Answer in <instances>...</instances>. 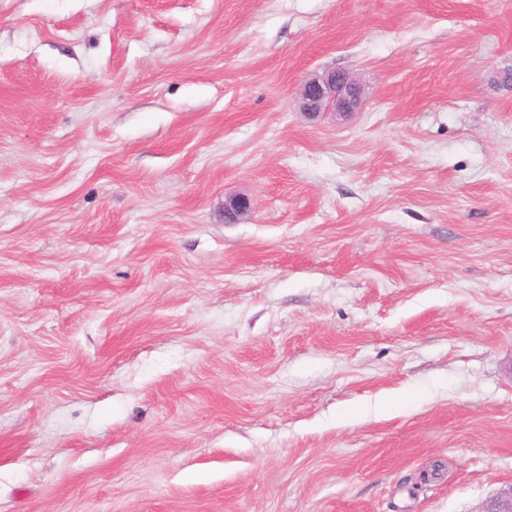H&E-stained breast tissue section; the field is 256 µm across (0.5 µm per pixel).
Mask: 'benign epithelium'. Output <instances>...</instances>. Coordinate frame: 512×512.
Instances as JSON below:
<instances>
[{
    "mask_svg": "<svg viewBox=\"0 0 512 512\" xmlns=\"http://www.w3.org/2000/svg\"><path fill=\"white\" fill-rule=\"evenodd\" d=\"M363 87L349 72L326 69L309 75L298 93L300 111L309 116L324 112L347 115L356 111L362 101ZM253 209V200L245 195L224 198V223L239 222ZM484 512H512V486L497 492Z\"/></svg>",
    "mask_w": 512,
    "mask_h": 512,
    "instance_id": "1",
    "label": "benign epithelium"
}]
</instances>
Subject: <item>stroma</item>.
<instances>
[{
	"label": "stroma",
	"mask_w": 512,
	"mask_h": 512,
	"mask_svg": "<svg viewBox=\"0 0 512 512\" xmlns=\"http://www.w3.org/2000/svg\"><path fill=\"white\" fill-rule=\"evenodd\" d=\"M510 486L512 0H0V512ZM363 87L348 71L326 69L309 75L298 93L301 112L318 116L324 112L347 115L355 112L362 101ZM253 209V200L245 195L225 196L224 221L225 223H237Z\"/></svg>",
	"instance_id": "1"
}]
</instances>
